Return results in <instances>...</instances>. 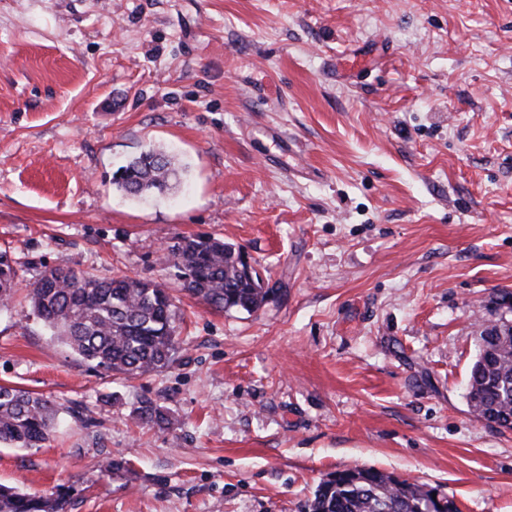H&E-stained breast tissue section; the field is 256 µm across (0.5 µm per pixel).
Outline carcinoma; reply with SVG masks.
Here are the masks:
<instances>
[{
	"instance_id": "cac0c4a2",
	"label": "carcinoma",
	"mask_w": 512,
	"mask_h": 512,
	"mask_svg": "<svg viewBox=\"0 0 512 512\" xmlns=\"http://www.w3.org/2000/svg\"><path fill=\"white\" fill-rule=\"evenodd\" d=\"M171 157L150 150L113 175L124 193L164 194L179 180ZM243 250L213 235L179 237L164 261L178 271L181 287L218 311L253 313L275 293L257 273L246 272ZM18 286L16 262L0 250V307H9ZM31 304L51 335L93 368L142 376L171 367L176 334L173 299L158 281L127 275L102 279L84 271L50 268L33 284ZM468 404L479 417L512 431V326L497 319L481 333L467 387ZM143 424H172L167 410L145 398L135 409ZM58 423L54 403L15 386L0 385V444L39 448ZM439 499H433V495ZM62 488L26 493L0 485V512H68ZM309 512H458L437 487L399 479L374 468L329 474L317 486Z\"/></svg>"
}]
</instances>
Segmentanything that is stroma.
<instances>
[{
	"label": "stroma",
	"instance_id": "1",
	"mask_svg": "<svg viewBox=\"0 0 512 512\" xmlns=\"http://www.w3.org/2000/svg\"><path fill=\"white\" fill-rule=\"evenodd\" d=\"M160 149L162 196L112 186ZM213 234L276 295L221 312L163 249ZM0 385L52 400L0 484L69 512H308L359 466L512 512V432L471 411L512 292V0H0ZM49 268L165 280L175 364L128 378L54 341ZM159 400L168 427L131 419ZM112 472H105L106 464ZM18 286L16 262L11 255L0 250V307L8 308Z\"/></svg>",
	"mask_w": 512,
	"mask_h": 512
}]
</instances>
